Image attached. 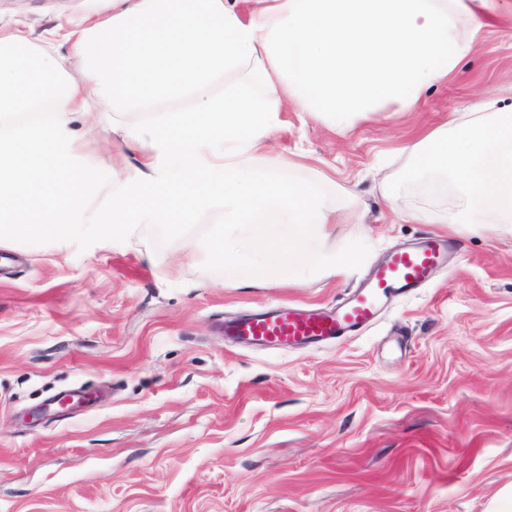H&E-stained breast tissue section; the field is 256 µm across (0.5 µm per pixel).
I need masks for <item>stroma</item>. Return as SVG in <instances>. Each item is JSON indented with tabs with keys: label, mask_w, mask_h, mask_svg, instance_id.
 Wrapping results in <instances>:
<instances>
[{
	"label": "stroma",
	"mask_w": 512,
	"mask_h": 512,
	"mask_svg": "<svg viewBox=\"0 0 512 512\" xmlns=\"http://www.w3.org/2000/svg\"><path fill=\"white\" fill-rule=\"evenodd\" d=\"M107 6L0 0V25L35 40ZM489 96L512 101V0L417 111L347 131L282 113L273 151L300 162L296 178L348 187L366 214L329 227L328 248L360 253L331 279L239 285V269L203 252L221 222L209 211L94 249L12 236L0 247V512H496L512 493V233L443 223L460 190L405 151L428 130L458 133ZM433 234L460 257L346 341L252 350L217 328L278 303L336 304L390 250ZM79 386L96 400L39 415Z\"/></svg>",
	"instance_id": "obj_1"
}]
</instances>
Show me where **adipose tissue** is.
<instances>
[{"label":"adipose tissue","instance_id":"adipose-tissue-1","mask_svg":"<svg viewBox=\"0 0 512 512\" xmlns=\"http://www.w3.org/2000/svg\"><path fill=\"white\" fill-rule=\"evenodd\" d=\"M112 0L108 15L65 21L31 40L0 28V247L11 234L59 244L143 237L207 210L224 226L210 256L266 282L267 257L331 279L350 253L313 250L353 206L337 188L271 179L289 168L270 142L287 109L352 127L368 113L414 111L469 55L499 0ZM76 71L78 80L68 79ZM235 77L217 97L216 77ZM145 114L132 124L127 113ZM139 152L100 177L88 134L100 115ZM88 131L76 133V117ZM461 134L429 131L409 145L455 175L472 207L453 224H512V110L485 99Z\"/></svg>","mask_w":512,"mask_h":512}]
</instances>
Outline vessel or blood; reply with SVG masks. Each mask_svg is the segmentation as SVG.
Here are the masks:
<instances>
[{
	"mask_svg": "<svg viewBox=\"0 0 512 512\" xmlns=\"http://www.w3.org/2000/svg\"><path fill=\"white\" fill-rule=\"evenodd\" d=\"M446 256V244L439 236L415 248L393 251L367 281L333 308L279 306L225 321L224 334L242 344L284 350L341 341L373 326L392 297L429 281Z\"/></svg>",
	"mask_w": 512,
	"mask_h": 512,
	"instance_id": "vessel-or-blood-1",
	"label": "vessel or blood"
}]
</instances>
